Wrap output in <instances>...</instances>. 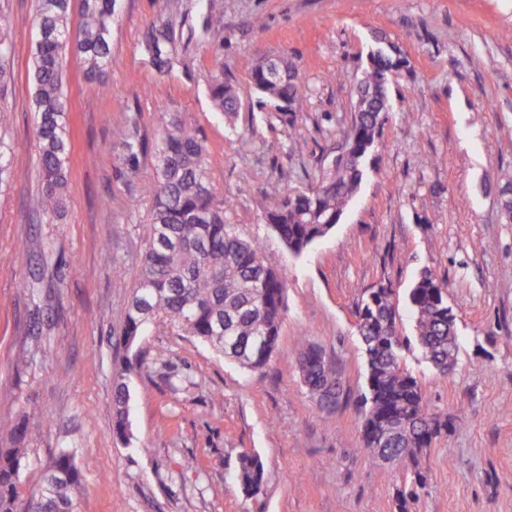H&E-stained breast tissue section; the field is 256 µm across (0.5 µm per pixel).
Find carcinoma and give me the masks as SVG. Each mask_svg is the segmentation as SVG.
<instances>
[{"instance_id":"cac0c4a2","label":"carcinoma","mask_w":512,"mask_h":512,"mask_svg":"<svg viewBox=\"0 0 512 512\" xmlns=\"http://www.w3.org/2000/svg\"><path fill=\"white\" fill-rule=\"evenodd\" d=\"M119 0H82V24L70 40L71 0H35L38 38L32 46L31 81L37 112L35 137L39 144L37 170L41 183V210L46 216L60 212L69 191L70 141L64 92L66 50L73 48L85 76H101L112 64V26ZM204 27L213 36L224 32V0H205ZM172 40V26L165 23L150 37L148 49L163 59ZM14 43L0 27V92L13 79ZM370 67L357 88L363 109L354 113L348 133V154L336 163L320 165L316 182L306 188L286 183L266 193L269 224L288 251L301 255L327 235L341 219L360 189L366 160L386 122L387 83L398 63L381 55L369 57ZM257 105L288 113L303 84L295 64L285 58L259 63L250 75ZM209 93L217 109L233 116L239 107L237 93L224 67L215 66ZM113 138L134 160L144 150L136 122L113 130ZM0 136V183L13 176L10 155ZM157 164L152 182L144 191L152 198L150 222L140 269L128 306L120 315L122 336L131 344L150 318L162 314L181 331L212 346L224 357L259 370L275 352L285 314L286 268L263 244L238 236L224 223L225 199H217L208 184V147L198 130L170 116L156 145ZM416 337L424 358L445 374L455 365L459 342L456 317L444 285L425 272L409 291ZM356 328L366 356L367 409L363 415V447L358 452L372 460L395 462L406 470L412 489L424 485L415 468L416 458L442 434L448 417L424 399L418 379L402 364L406 348L398 331L393 290L382 285L362 298L356 312ZM301 379L310 396L329 405L336 391L327 387L322 352L298 338ZM128 389L115 391L112 435L130 442L126 403ZM399 426L397 437L383 443L378 435ZM15 448H0V512H16L18 486L28 466L26 449L18 447L27 429H9ZM248 497L258 495L265 479L261 459L248 451L239 455L233 473ZM82 487L81 475L70 454L59 453L45 471L42 490L28 512H73Z\"/></svg>"}]
</instances>
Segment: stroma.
I'll list each match as a JSON object with an SVG mask.
<instances>
[{
  "label": "stroma",
  "instance_id": "1",
  "mask_svg": "<svg viewBox=\"0 0 512 512\" xmlns=\"http://www.w3.org/2000/svg\"><path fill=\"white\" fill-rule=\"evenodd\" d=\"M112 64L95 82L67 56L71 186L53 221L40 217L30 81L35 0H0L16 45L0 94L20 176L0 188V443L25 422V512L59 452L79 468L74 512H398L401 469L359 455L367 391L356 311L364 290L390 286L408 340L403 363L448 432L422 449L426 484L407 512H512V0H224L220 39L203 32L202 0H120ZM172 23L177 53L158 66L145 45ZM404 65L388 83L390 112L356 197L304 254H285L264 222L263 192L304 188L340 147L355 87L377 47ZM303 76L291 116L257 108L249 79L267 58ZM237 86L224 118L207 91L215 63ZM345 83L331 81L336 71ZM201 132L209 179L236 234L282 254L288 274L278 348L258 371L154 317L125 347L118 313L139 271L161 119ZM136 119L146 148L125 161L114 127ZM297 137H289V125ZM446 285L456 316L455 368L424 358L407 303L421 272ZM320 348L339 394L325 408L299 373L298 337ZM133 368L130 444L112 436L114 368ZM265 482L244 496L231 475L241 451ZM193 455L196 471L179 466Z\"/></svg>",
  "mask_w": 512,
  "mask_h": 512
}]
</instances>
